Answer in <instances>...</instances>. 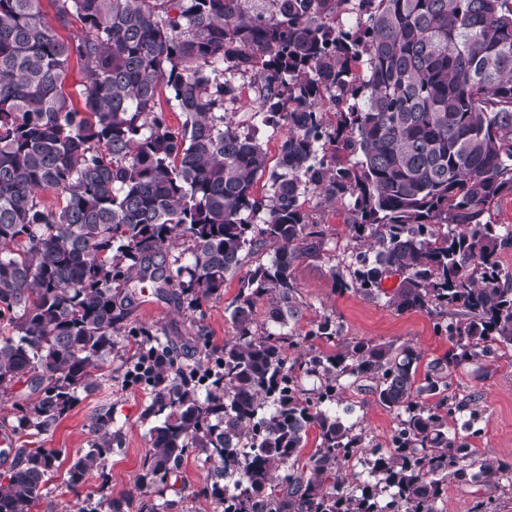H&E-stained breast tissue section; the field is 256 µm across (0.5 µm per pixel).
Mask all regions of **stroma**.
<instances>
[{"mask_svg": "<svg viewBox=\"0 0 512 512\" xmlns=\"http://www.w3.org/2000/svg\"><path fill=\"white\" fill-rule=\"evenodd\" d=\"M302 203L312 220L326 231L329 258L320 262L303 260L296 267L295 279L305 311L302 320L292 326L294 335L305 336L324 315L333 314L342 325V341L410 343L422 352L420 367L424 370L446 359L452 344L436 318L424 312L399 313L352 290L335 292L329 262L348 255L346 210L312 194L305 195ZM242 279L239 273L228 276L221 298L205 303L199 315L183 309L175 299L162 298L152 283H145L135 290L130 321L135 326L163 330L179 350L182 364L204 371L212 366L215 351L221 350L225 339L234 333L226 307L237 295ZM201 325L209 332L210 343L206 346L194 341ZM139 343V337H123L121 354L106 357L102 370L94 374L93 387L80 392L78 402L52 432L16 439V447L56 448L68 460L86 450L93 440L92 418L106 411L112 416L117 439L103 468L92 472L75 492L65 488V473H58L49 483L38 512H98L102 502L111 497L139 502L136 477L149 447L148 431L159 422L149 412L151 388L131 386L123 379L121 357L137 352ZM447 395L448 429L466 436L469 446L477 450V461L512 462V352L449 365ZM345 397L347 403L358 406L357 416L367 438L380 448H390L395 429L393 415L376 404H365L364 393L356 387H347ZM211 469V464L196 457L184 459L159 498L164 512H214L211 499L203 493ZM490 500L497 501L500 512H512L511 489H489L466 477L449 484L441 509L483 512Z\"/></svg>", "mask_w": 512, "mask_h": 512, "instance_id": "obj_1", "label": "stroma"}]
</instances>
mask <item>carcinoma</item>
Segmentation results:
<instances>
[{"label": "carcinoma", "mask_w": 512, "mask_h": 512, "mask_svg": "<svg viewBox=\"0 0 512 512\" xmlns=\"http://www.w3.org/2000/svg\"><path fill=\"white\" fill-rule=\"evenodd\" d=\"M51 2L50 18L42 0H0V394L26 383L38 395L14 404L15 433L50 432L121 337H141L143 358L169 346L128 323L129 287L176 288L200 313L266 250L228 306L235 333L213 377L193 380L170 355L160 369L153 407L165 417L149 430L136 512H159L153 496L190 454L220 461L205 492L222 512H439L454 479L512 478V463L478 466L448 431L443 401L428 403L448 390L443 363L419 374L412 345L360 339L288 362V325L304 307L296 266L325 253V230L299 203L307 192L349 214L351 262L329 268L336 292L452 315V363L512 350V269L500 260L512 229L484 218L512 192V0ZM74 17L80 32L60 37ZM226 72L253 79L252 117L286 129L272 170L224 111L238 97ZM343 151L361 158L346 166ZM164 252L172 259L155 261ZM259 303L276 329L258 325ZM339 337L326 315L304 339ZM345 377L395 415L388 450L348 418ZM91 429L67 469L71 490L112 448L109 414ZM60 458L15 449L0 512H34ZM355 458L371 481L340 477Z\"/></svg>", "instance_id": "obj_1"}]
</instances>
